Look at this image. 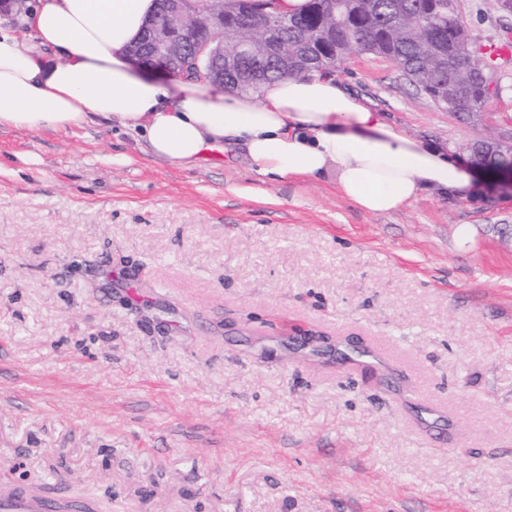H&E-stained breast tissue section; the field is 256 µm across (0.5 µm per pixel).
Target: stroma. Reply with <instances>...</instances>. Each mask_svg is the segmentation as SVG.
I'll list each match as a JSON object with an SVG mask.
<instances>
[{
    "instance_id": "obj_1",
    "label": "stroma",
    "mask_w": 512,
    "mask_h": 512,
    "mask_svg": "<svg viewBox=\"0 0 512 512\" xmlns=\"http://www.w3.org/2000/svg\"><path fill=\"white\" fill-rule=\"evenodd\" d=\"M479 45L497 0H457ZM342 80L468 157L389 60ZM512 199L360 211L334 176L182 168L120 128L0 131V475L101 512H512ZM388 350L379 368L346 342ZM420 380L424 398L406 391Z\"/></svg>"
}]
</instances>
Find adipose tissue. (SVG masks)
Returning a JSON list of instances; mask_svg holds the SVG:
<instances>
[{"instance_id":"ef3b65f1","label":"adipose tissue","mask_w":512,"mask_h":512,"mask_svg":"<svg viewBox=\"0 0 512 512\" xmlns=\"http://www.w3.org/2000/svg\"><path fill=\"white\" fill-rule=\"evenodd\" d=\"M154 9V0H39L26 16L29 40L0 31V129L114 123L177 167L216 149L262 177L335 175L340 193L372 214L430 192L456 201L479 191L476 165L409 134L335 73L314 70L254 94L158 79L128 53Z\"/></svg>"}]
</instances>
